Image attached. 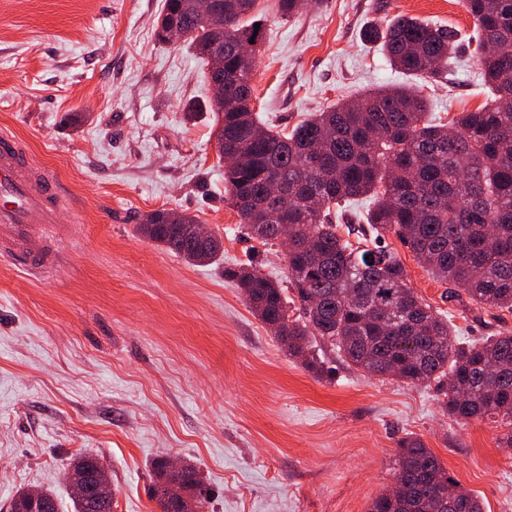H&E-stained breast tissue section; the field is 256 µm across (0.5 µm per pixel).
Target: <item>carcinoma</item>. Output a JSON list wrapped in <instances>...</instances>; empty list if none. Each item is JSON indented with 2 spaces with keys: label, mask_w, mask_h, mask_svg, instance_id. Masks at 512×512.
Returning <instances> with one entry per match:
<instances>
[{
  "label": "carcinoma",
  "mask_w": 512,
  "mask_h": 512,
  "mask_svg": "<svg viewBox=\"0 0 512 512\" xmlns=\"http://www.w3.org/2000/svg\"><path fill=\"white\" fill-rule=\"evenodd\" d=\"M257 0H214L208 17L194 0H165L156 21L179 30L207 59L224 54V99L211 96L215 135L235 158L224 172L227 200L261 242L279 239L288 225V275L299 305L288 316L282 289L254 265L229 272L254 314L318 378L333 376L309 357L310 337L321 339L342 362L406 383L436 381L443 407L458 420L485 416L507 432L512 450V332L463 344L448 316L424 303L406 284L398 255L384 245L395 234L432 277L463 290L477 304L512 310V0H464L472 16L484 83L493 98L475 112L444 124L427 116L421 92L380 86L337 103L286 131L263 124L253 107V59L262 19ZM396 70L420 78L451 71L456 33L417 18L398 16L381 35ZM277 181L294 204L285 212L267 201ZM372 200L344 238L340 203ZM196 219L181 212L144 216L139 232L191 263L195 252L214 261L221 239L192 243ZM187 496L164 504L169 479L157 465L149 497L165 512H203L207 497L198 471ZM400 491L383 493L368 512H484L483 503L448 474L418 439L400 443L395 459ZM449 485L454 507L436 494ZM74 512H112V495L72 497Z\"/></svg>",
  "instance_id": "carcinoma-1"
}]
</instances>
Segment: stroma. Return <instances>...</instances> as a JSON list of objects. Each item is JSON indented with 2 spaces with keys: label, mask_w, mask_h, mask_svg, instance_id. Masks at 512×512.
<instances>
[{
  "label": "stroma",
  "mask_w": 512,
  "mask_h": 512,
  "mask_svg": "<svg viewBox=\"0 0 512 512\" xmlns=\"http://www.w3.org/2000/svg\"><path fill=\"white\" fill-rule=\"evenodd\" d=\"M164 0H0V131L66 188L57 224L79 226L54 275L0 258V512L20 489H54L73 512L65 471L88 453L112 480L114 512H159L155 465L198 469L207 512H367L394 483L404 438L420 439L486 512H512V455L502 428L460 423L436 384L412 386L341 363L316 378L254 316L229 270L252 262L286 297L281 241L251 237L213 153L209 66L160 43ZM264 38L254 107L292 128L381 85L420 88L449 120L491 90L472 57L463 0H321L281 19L258 0ZM400 15L452 27L464 42L452 74L419 79L380 40ZM192 120H184L186 108ZM174 210L224 243L192 265L141 237L143 215ZM407 284L452 320L462 341L512 332V311L449 297L395 234Z\"/></svg>",
  "instance_id": "1"
}]
</instances>
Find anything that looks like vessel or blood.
I'll return each mask as SVG.
<instances>
[{
	"label": "vessel or blood",
	"mask_w": 512,
	"mask_h": 512,
	"mask_svg": "<svg viewBox=\"0 0 512 512\" xmlns=\"http://www.w3.org/2000/svg\"><path fill=\"white\" fill-rule=\"evenodd\" d=\"M33 180L41 183L42 193L29 192ZM60 194L51 169L29 164L19 142L8 135L0 137V251L29 273L44 274L57 261L55 249L34 253L26 243L34 237H64V230L53 222L51 207L52 199Z\"/></svg>",
	"instance_id": "obj_1"
}]
</instances>
